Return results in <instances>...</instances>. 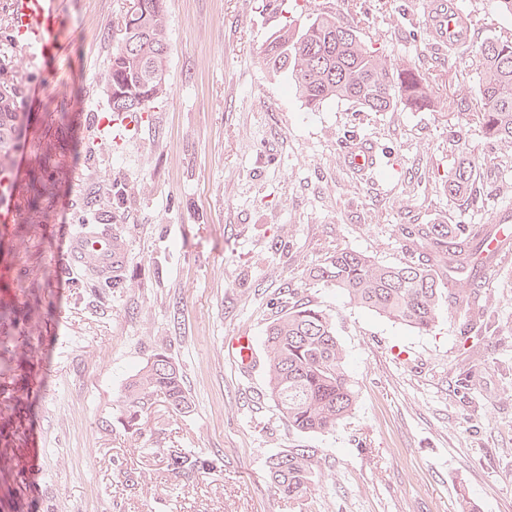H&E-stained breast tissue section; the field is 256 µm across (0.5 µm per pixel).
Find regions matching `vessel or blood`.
Returning a JSON list of instances; mask_svg holds the SVG:
<instances>
[{"instance_id": "1", "label": "vessel or blood", "mask_w": 512, "mask_h": 512, "mask_svg": "<svg viewBox=\"0 0 512 512\" xmlns=\"http://www.w3.org/2000/svg\"><path fill=\"white\" fill-rule=\"evenodd\" d=\"M458 0H428L425 16L435 43L464 42L472 32L462 22ZM8 32L13 47L28 59L48 66L62 57L74 30V19L63 0H9ZM346 163L356 172L372 168L375 152L366 143L353 142L346 150ZM14 182L0 178V223L11 224L17 214L10 205ZM62 251L74 262L105 275L117 267L124 255V243L111 229L92 225L79 232L63 231ZM228 348L240 367H249L255 356L254 340L247 335L232 337Z\"/></svg>"}]
</instances>
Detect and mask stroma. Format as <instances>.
I'll return each mask as SVG.
<instances>
[{
    "label": "stroma",
    "mask_w": 512,
    "mask_h": 512,
    "mask_svg": "<svg viewBox=\"0 0 512 512\" xmlns=\"http://www.w3.org/2000/svg\"><path fill=\"white\" fill-rule=\"evenodd\" d=\"M125 0H67L78 18L61 61L31 98L35 66L22 54V135L62 146L67 177L39 223L18 211L0 224V301L19 312L16 351L39 336L38 360L0 381V403L29 391L32 428L22 448L0 447V512H512V257L482 276L494 314L482 339L480 384H460L457 316L420 333L351 304L309 277L348 248L387 264L410 260L403 224H486L512 215V198L452 202L441 185L460 150L499 158L472 116L458 111L366 113L347 101L309 111L289 74L262 63L282 18L262 0H168L169 91L131 127L97 142L93 117L108 109L104 80L111 23ZM359 30L387 58L420 65L439 96L474 98L475 48L512 27L497 0H461L485 18L471 50L439 58L413 0H358ZM466 71L464 86L448 74ZM77 102L54 125L62 100ZM379 163L345 165L351 141ZM96 197L87 208L88 197ZM101 224L121 236L123 263L99 275L70 264L57 231ZM26 275L36 296L15 291ZM332 314L356 383L353 413L336 429L289 428L266 393L263 370L243 373L224 347L247 334L264 356L266 327L289 306V286ZM182 368L193 410L155 404L142 438L125 430L116 400L157 353ZM320 449L336 481L312 498L273 488L270 455L295 444ZM213 460L210 473L176 478L166 451ZM151 484H144L143 474Z\"/></svg>",
    "instance_id": "35a3bbf8"
}]
</instances>
